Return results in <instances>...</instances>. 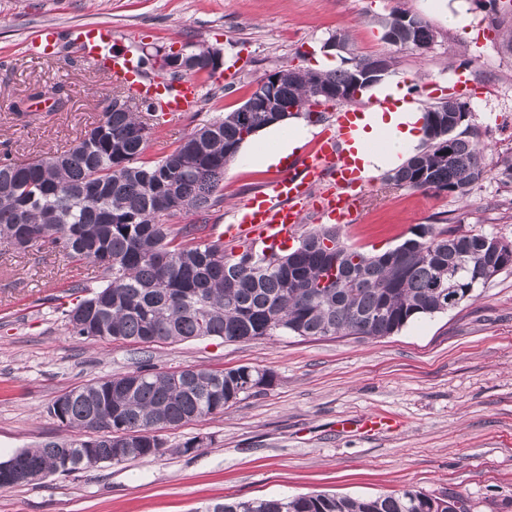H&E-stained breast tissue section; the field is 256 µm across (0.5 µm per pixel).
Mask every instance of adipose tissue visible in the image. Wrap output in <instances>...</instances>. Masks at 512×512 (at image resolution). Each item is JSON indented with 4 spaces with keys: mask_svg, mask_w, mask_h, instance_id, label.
<instances>
[{
    "mask_svg": "<svg viewBox=\"0 0 512 512\" xmlns=\"http://www.w3.org/2000/svg\"><path fill=\"white\" fill-rule=\"evenodd\" d=\"M372 93L389 101L390 106L366 111L359 122L356 142L363 162L362 174L366 177L378 169L401 164L408 149L422 138L424 125L423 110L407 98L400 81L375 86ZM313 133V127L299 118L270 125L261 131L268 147L251 153L250 159L264 168L285 164Z\"/></svg>",
    "mask_w": 512,
    "mask_h": 512,
    "instance_id": "obj_1",
    "label": "adipose tissue"
}]
</instances>
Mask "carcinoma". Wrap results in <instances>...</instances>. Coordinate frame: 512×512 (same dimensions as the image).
I'll return each instance as SVG.
<instances>
[{
    "label": "carcinoma",
    "mask_w": 512,
    "mask_h": 512,
    "mask_svg": "<svg viewBox=\"0 0 512 512\" xmlns=\"http://www.w3.org/2000/svg\"><path fill=\"white\" fill-rule=\"evenodd\" d=\"M410 19L412 41L390 43L397 51L423 53L435 38L423 17L394 10L383 22L394 29ZM348 66L331 71L291 65L275 70L278 84H259L248 100H266L276 112L237 109L194 128L171 152L143 159L160 114L151 106L126 103L102 118L69 150L27 163L0 161V240L16 249L58 251L93 262L102 285L88 299L65 311L69 333L100 341L140 344L203 337L227 342L263 339L276 333L301 337L379 338L411 320L448 311L439 279L448 264L463 270L455 293L460 302L486 284L487 269L512 268V248L483 233L455 234L434 224H418L398 246L367 253L344 243L334 225L316 227L292 251L250 248L233 255L224 241H191L195 224L178 228L164 217L179 211L201 217L224 200V168L240 145L263 127L292 114L311 122L326 119L316 108L327 104L319 89L340 90L353 73L379 68L388 74L393 57L359 56L348 37L331 38ZM215 50L190 53L188 69L175 59L173 76L191 77L210 67ZM448 103L425 114L424 148L387 174V182L409 189L448 190L460 198L484 174V147L473 139L469 113L450 122ZM270 372L248 366L214 370L190 368L154 372L141 368L75 387L46 407V413L74 435L20 451L36 471L71 474L98 456L115 463L167 453H187L196 439L175 447L158 432L177 428L224 409L271 384ZM70 468L62 470L64 457ZM424 492L350 498L312 493L206 504L199 512H430ZM436 512H469L461 495L435 497Z\"/></svg>",
    "instance_id": "carcinoma-1"
}]
</instances>
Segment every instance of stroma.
<instances>
[{
	"label": "stroma",
	"instance_id": "1",
	"mask_svg": "<svg viewBox=\"0 0 512 512\" xmlns=\"http://www.w3.org/2000/svg\"><path fill=\"white\" fill-rule=\"evenodd\" d=\"M469 23L448 24L450 8ZM423 16L436 32L427 55L392 52L381 20ZM512 0H0V160L21 163L67 150L98 122L114 94L103 73L78 60L34 59L26 43L44 25L60 32L111 26L118 46L219 49L230 83L200 75L197 112L164 118L145 159L172 151L198 124L240 106L266 73L309 67L336 32L358 54L393 53L391 77L421 106L446 100L456 69L472 70L470 123L485 147V173L467 199L370 178L361 215L342 227L347 244L386 250L418 224L512 241V54L496 12ZM274 170L236 157L224 170V200L198 239L235 223ZM100 285L90 261L47 250L16 252L0 241V448L18 452L68 431L46 407L64 392L137 368L176 372L251 366L270 386L225 409L164 431L170 444L202 436L191 453L53 474L0 490V512H197L206 503L329 492L352 498L404 489L462 495L470 512H512V268L472 299L418 317L378 339L357 336L136 344L69 335L63 309ZM396 418L371 433L357 422Z\"/></svg>",
	"mask_w": 512,
	"mask_h": 512
}]
</instances>
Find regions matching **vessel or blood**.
I'll return each instance as SVG.
<instances>
[{"instance_id":"1","label":"vessel or blood","mask_w":512,"mask_h":512,"mask_svg":"<svg viewBox=\"0 0 512 512\" xmlns=\"http://www.w3.org/2000/svg\"><path fill=\"white\" fill-rule=\"evenodd\" d=\"M69 40L79 60L108 76L119 77L140 100L156 111L175 117L196 111L200 84L193 79L167 75L145 78L134 52L114 50V36L107 25L73 27L61 36L53 26L39 28L28 44L36 58L57 55L62 40ZM360 108H340L332 127L302 157L271 179L246 204L238 223L224 227L225 240L248 239L263 249H281L294 238L305 220L311 194H318V219L350 224L358 218V188L363 184L360 160L354 147V132Z\"/></svg>"}]
</instances>
